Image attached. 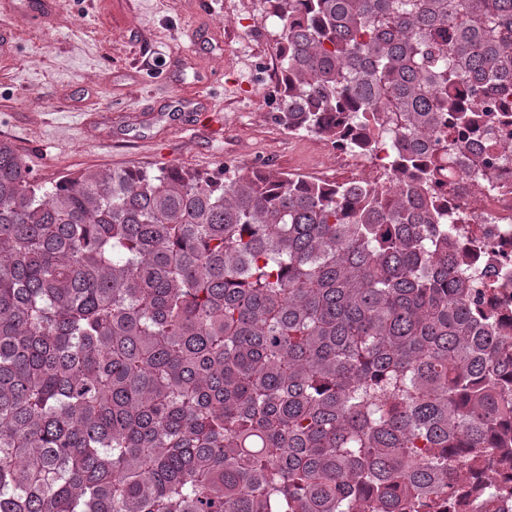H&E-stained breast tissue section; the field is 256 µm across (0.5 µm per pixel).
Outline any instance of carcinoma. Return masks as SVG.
Segmentation results:
<instances>
[{
  "label": "carcinoma",
  "instance_id": "obj_1",
  "mask_svg": "<svg viewBox=\"0 0 512 512\" xmlns=\"http://www.w3.org/2000/svg\"><path fill=\"white\" fill-rule=\"evenodd\" d=\"M282 128L375 183L185 168L46 187L0 140V512H501L512 328L439 195L497 151L512 0H264Z\"/></svg>",
  "mask_w": 512,
  "mask_h": 512
}]
</instances>
